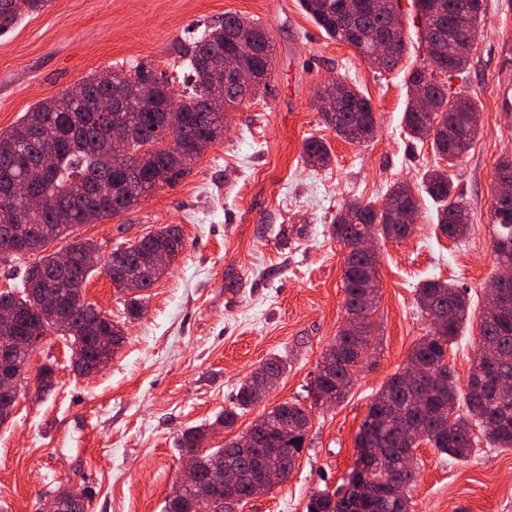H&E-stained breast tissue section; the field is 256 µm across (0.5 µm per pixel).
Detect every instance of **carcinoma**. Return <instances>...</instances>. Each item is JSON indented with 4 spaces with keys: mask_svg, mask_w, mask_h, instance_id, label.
Wrapping results in <instances>:
<instances>
[{
    "mask_svg": "<svg viewBox=\"0 0 512 512\" xmlns=\"http://www.w3.org/2000/svg\"><path fill=\"white\" fill-rule=\"evenodd\" d=\"M484 0H413L416 12L425 18L421 35L426 51L446 74H459L469 63V56L458 53L457 45L475 41L478 28L485 22ZM48 0H0V34L15 28L24 18L39 14ZM303 9L329 37L353 46L363 57L371 56L375 37L387 33L391 25L388 0H301ZM252 28L259 39L252 65L261 80L249 91L254 96L268 88L273 70V44L262 26ZM227 50L224 32L212 26L201 35L177 47L181 66L188 69L187 88L177 111L185 114L181 126L163 131L158 106L171 99L169 81L157 73L150 62L139 63L125 74L130 85L148 83L150 102L131 104V111L112 110V81L98 72L90 75L63 94L37 103L10 130L0 132V184L19 182L29 163L47 147L45 133L54 132L56 163L44 181L32 186L44 197L46 207L38 213L23 210L22 203L0 195V233L13 230L22 239L35 243L28 254L39 255L38 261L25 270L22 288L13 293L0 292V304L14 307L17 329L22 335L44 328L55 330L64 340L86 351L88 359L110 358L121 342L113 335V322L93 305L81 299L79 287L93 270L84 266L87 253L96 245L74 235L76 226L85 223L86 214L98 220L114 218L134 209L140 197L164 186H174L191 172L180 147L191 145L198 135L212 144L224 139V123L204 111L208 90V62ZM409 92L422 91L435 101L431 112L407 108L403 120L409 133L418 140L431 139L434 151L454 163L466 156L477 135L473 111L478 105L469 97L448 96L447 85H436L426 77V70L415 69L407 79ZM325 124L336 136L350 142L370 139L376 127V114L370 99L347 85L335 112L322 113ZM135 126V136L128 154L112 161V167L100 165L99 157L112 153V128L126 121ZM306 159L313 165H324L330 159L327 145L318 139L303 146ZM423 182L427 194L439 204L437 226L448 238L466 235L470 213L454 194L452 177L438 170L425 172ZM389 207L377 210L371 204L353 202L341 209L333 225L338 242L349 252L343 270L345 322L334 343L323 353L316 375L328 385L331 405L344 401L354 383V375L372 347L373 315L379 297L378 271L375 259L351 249L354 239L363 234L378 235L385 240H400L412 232L406 218H417L419 202L413 193L395 186L387 194ZM493 233L512 234V200L499 202L492 212ZM60 239L67 240L71 267L57 279L50 276L56 253L49 247ZM185 247L183 235L176 225L164 226L142 237L134 245L142 258L135 268L141 278V294L125 300L129 315L140 310L147 291L162 276L152 272L146 253L164 249L179 255ZM418 307L431 329L420 337L413 348L409 364L426 368L420 387L412 390L400 383V374L392 375L383 387L389 394L385 413H380L378 400H373L356 437L359 448H388L390 452L356 467L343 494L326 489L314 492L306 512H367L357 485L367 477L380 486L396 483L395 497L376 505L374 512H410L409 491L417 480V471L400 464L396 448L412 450L425 441L439 452L456 460L468 459L474 450V426L479 424L495 448H512V396L495 393L493 380L512 379V311L495 314L483 310L480 338L475 348L473 366L467 388L460 391L454 373L448 367V346L459 336L469 317L468 298L462 289L448 283L430 280L416 289ZM286 363L272 357L257 368L239 386L231 408L220 413L209 425L193 427L181 434L179 447L185 453L200 448L215 426L230 428L238 416L267 395L263 387L268 373L281 375ZM430 403V420L423 423L420 439L406 440L407 426L418 420L415 400ZM384 415L380 425L371 428L369 421ZM309 413L297 403L284 402L253 422L268 434V447L263 449L265 466H295L308 431ZM224 454V462L236 468L242 481L235 489L241 499L265 494L270 488L261 485L255 475V458L230 442L202 457L205 483L214 477L212 458Z\"/></svg>",
    "mask_w": 512,
    "mask_h": 512,
    "instance_id": "1",
    "label": "carcinoma"
}]
</instances>
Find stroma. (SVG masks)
I'll use <instances>...</instances> for the list:
<instances>
[{
	"instance_id": "1",
	"label": "stroma",
	"mask_w": 512,
	"mask_h": 512,
	"mask_svg": "<svg viewBox=\"0 0 512 512\" xmlns=\"http://www.w3.org/2000/svg\"><path fill=\"white\" fill-rule=\"evenodd\" d=\"M485 7L469 64L448 83L449 93L471 96L479 107L472 148L453 164L411 137L403 122L408 73L429 65L412 15L403 60L391 72L328 38L300 0H50L0 35V131L35 103L117 64L153 63L181 93L176 46L228 13L259 22L274 47L268 91L227 113L223 141L188 177L133 212L76 227L103 256L166 225L180 227L186 246L135 317L103 270L91 275L85 301L125 332L100 372L73 371L56 334L36 345L16 411L0 426V512H48L71 484L87 489V512H165L184 460L181 433L213 424L239 384L273 356L287 363L278 383L232 428L214 427L203 449L223 447L283 402H299L310 424L294 469L239 512H305L314 490L336 488L350 474L373 398L429 331L415 295L427 280L467 292L470 318L448 349V365L466 387L485 286L498 270L494 166L512 154V105L500 102L503 85L512 84V0H485ZM337 79L370 99L377 117L371 140L344 141L324 123L318 94ZM310 138L327 144L328 165L306 161ZM435 168L452 176L470 213L462 240L437 229V205L422 185ZM396 184L409 186L420 207L408 237L376 242L371 364L357 371L343 403L313 406L307 388L346 318V250L333 222L346 203L380 204ZM46 364L55 369L54 388L41 395L37 375ZM415 454L411 512H512V449L481 437L465 463L426 443Z\"/></svg>"
}]
</instances>
